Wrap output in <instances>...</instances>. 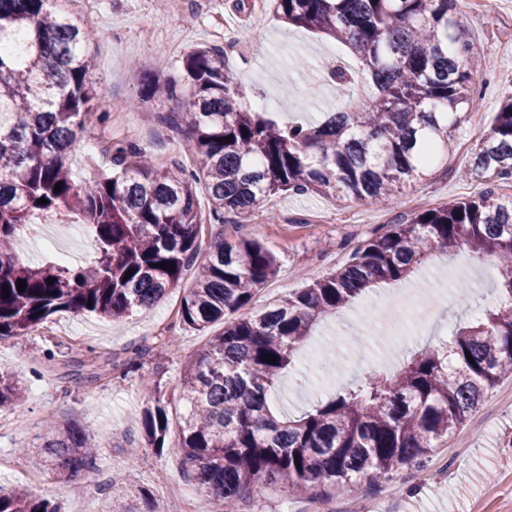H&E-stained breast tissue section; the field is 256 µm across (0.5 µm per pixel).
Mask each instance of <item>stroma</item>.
I'll list each match as a JSON object with an SVG mask.
<instances>
[{
    "label": "stroma",
    "instance_id": "35a3bbf8",
    "mask_svg": "<svg viewBox=\"0 0 512 512\" xmlns=\"http://www.w3.org/2000/svg\"><path fill=\"white\" fill-rule=\"evenodd\" d=\"M71 0L70 6L91 23L85 48L95 62L97 110L90 135L69 158L76 179L92 177L109 166L103 147L110 140L139 144L162 167L192 166L184 133L166 117L173 100L140 103V88L129 70L137 61L152 76L176 75L182 56L200 45H223L235 36L243 46L228 65L250 101L266 106L280 123L320 121L341 98L331 82L315 86L313 73L340 61H356L339 44L305 29L277 21L261 0ZM461 10L474 47L487 61L473 80L476 104L466 112L452 149L431 175L398 194L389 206L368 201H338L317 195L282 193L264 199L246 221L224 225L233 242L255 238L279 258L278 275L258 288L251 303L258 311L322 279L344 265L363 240L405 215L442 205L451 198L484 191L480 180H463L477 139L493 124L503 89L512 82V0H462ZM181 281L157 307L106 322L91 314L59 312L48 320L55 334L39 331L0 341V371L14 375L26 389L14 409L0 412V456L19 458L41 478L35 496L59 501L64 512H98L109 479L134 472L156 498L167 500L172 488L198 493L174 450L156 454L139 444V412L144 405L136 380L112 379L105 387L87 388L76 374L91 357L122 360L143 338L171 336L174 346H158L146 373H158L169 404V423L186 412L181 395L182 356L203 347L208 334L185 326L179 309L188 292ZM496 297L493 268L467 251L432 256L404 286L383 285L354 299L339 313L321 318L298 352L293 369L277 387L276 409L291 416L306 411L314 394L358 381L374 368L397 370L416 351L438 345L459 325L470 322ZM88 430L100 447L101 468L95 478L72 482L48 470L38 455L43 420ZM166 483H159L158 475ZM363 512H512V378L501 380L477 412L430 459L424 470L399 469L392 481L361 482L338 489L325 501L326 512H346L350 502ZM311 500L280 487L252 488L237 512H309Z\"/></svg>",
    "mask_w": 512,
    "mask_h": 512
}]
</instances>
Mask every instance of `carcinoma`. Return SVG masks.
<instances>
[{"label": "carcinoma", "mask_w": 512, "mask_h": 512, "mask_svg": "<svg viewBox=\"0 0 512 512\" xmlns=\"http://www.w3.org/2000/svg\"><path fill=\"white\" fill-rule=\"evenodd\" d=\"M458 4L266 0L282 21L349 48L358 73L337 68L330 78L339 86L358 80L371 94L317 124H278L251 109L225 68L224 49L202 45L185 55L178 77L161 81L133 71L140 103L160 96L180 102L168 120L176 128L185 121L194 165L174 173L139 145L116 141L104 148L111 169L78 184L67 158L97 98L85 24L61 0H0V339L24 336L60 311L122 319L154 305L196 268L181 322L202 331L218 322L223 328L184 359L189 409L174 447L221 512H232L258 485L281 484L315 500L364 480H390L402 466L424 467L512 375V196L489 190L403 217L362 241L329 276L259 312L242 309L278 273L277 256L243 237L217 238L204 251L200 234L206 222L240 223L280 193L387 206L426 176L448 152L462 110L474 106L478 53ZM467 175L512 181V90L472 148ZM200 185L208 193L206 211ZM43 216L90 230L93 252L85 264L20 257V230ZM461 246L494 265L496 304L448 342L413 354L398 372L372 370L354 386L315 398L295 418L276 415V382L318 319ZM160 262L173 269L156 267ZM149 353L139 345L111 369L134 376ZM268 355L276 363L266 362ZM138 384L146 396L143 440L161 453L169 419L160 380L141 376ZM23 394L12 375L0 373V409L15 407ZM42 452L51 470L68 478L100 470V449L75 424L49 422ZM169 509L131 481L108 495L102 512ZM0 512L60 507L18 487L0 492Z\"/></svg>", "instance_id": "1"}]
</instances>
